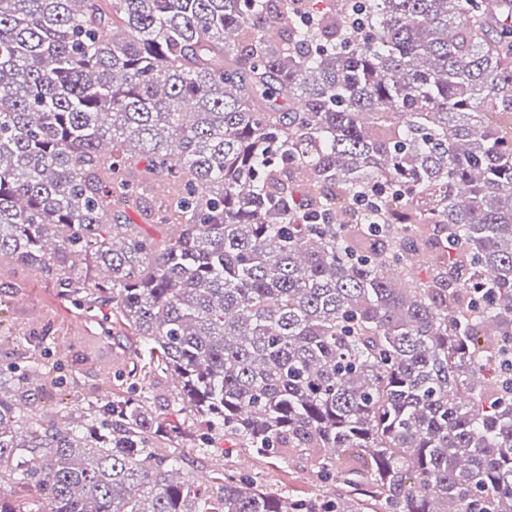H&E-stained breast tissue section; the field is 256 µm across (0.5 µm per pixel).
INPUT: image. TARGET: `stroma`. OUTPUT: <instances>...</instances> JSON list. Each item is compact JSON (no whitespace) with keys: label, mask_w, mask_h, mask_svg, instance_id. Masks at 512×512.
Instances as JSON below:
<instances>
[{"label":"stroma","mask_w":512,"mask_h":512,"mask_svg":"<svg viewBox=\"0 0 512 512\" xmlns=\"http://www.w3.org/2000/svg\"><path fill=\"white\" fill-rule=\"evenodd\" d=\"M45 324L52 327L65 369L75 370L84 390L100 384L105 370L123 357L122 349L102 336L80 309L57 298L52 285L9 259L0 260V367L24 352L30 329ZM184 454L183 471L196 475L214 469L235 475L246 472L264 487L300 497H311L328 488L297 455L284 461L258 457L235 447L223 453L188 448Z\"/></svg>","instance_id":"obj_1"}]
</instances>
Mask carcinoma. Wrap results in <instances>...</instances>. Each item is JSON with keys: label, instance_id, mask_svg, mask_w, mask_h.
<instances>
[{"label": "carcinoma", "instance_id": "carcinoma-1", "mask_svg": "<svg viewBox=\"0 0 512 512\" xmlns=\"http://www.w3.org/2000/svg\"><path fill=\"white\" fill-rule=\"evenodd\" d=\"M307 6L0 0V257L145 351L45 418L30 333L0 512H512V0ZM226 435L356 496L180 476ZM151 383V385H149ZM150 387V391L153 392L155 396L154 401V412L158 416L160 421L164 420H172L174 417L172 416V408L168 407V404L171 403L173 396V384L171 378H159L152 381H148L146 383V388Z\"/></svg>", "mask_w": 512, "mask_h": 512}]
</instances>
